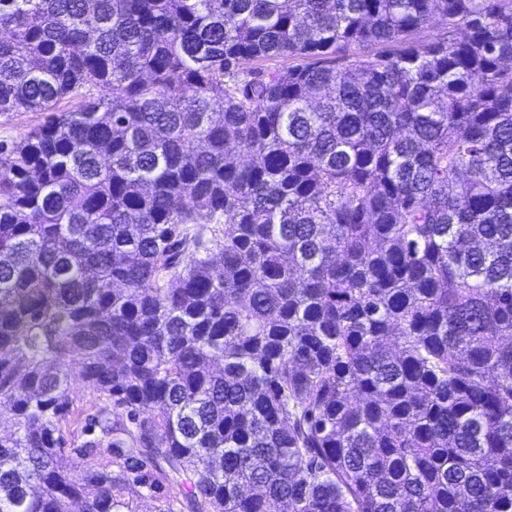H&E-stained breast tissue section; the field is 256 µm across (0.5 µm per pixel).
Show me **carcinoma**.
<instances>
[{
	"label": "carcinoma",
	"mask_w": 512,
	"mask_h": 512,
	"mask_svg": "<svg viewBox=\"0 0 512 512\" xmlns=\"http://www.w3.org/2000/svg\"><path fill=\"white\" fill-rule=\"evenodd\" d=\"M0 31V512H512V0ZM45 119L37 112H15L9 120L0 118V139L20 141ZM67 364L71 380L72 397L74 399L73 408L77 420L84 419L88 414H96L99 408H106L111 412L113 407L112 400L97 399L84 387L80 376V357L77 354L70 355Z\"/></svg>",
	"instance_id": "obj_1"
}]
</instances>
